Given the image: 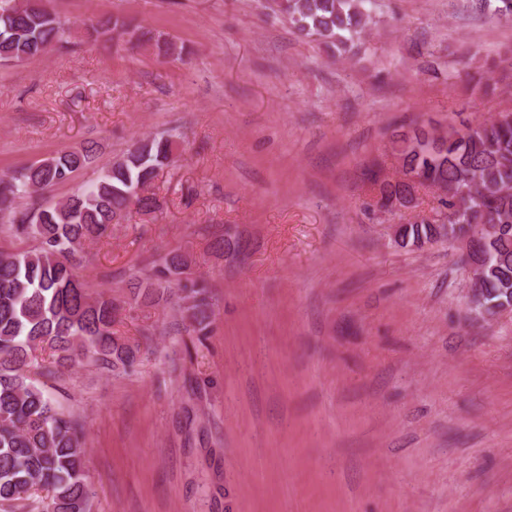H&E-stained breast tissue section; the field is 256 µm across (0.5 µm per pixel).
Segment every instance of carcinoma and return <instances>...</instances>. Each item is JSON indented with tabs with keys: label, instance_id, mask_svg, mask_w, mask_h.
<instances>
[{
	"label": "carcinoma",
	"instance_id": "obj_1",
	"mask_svg": "<svg viewBox=\"0 0 512 512\" xmlns=\"http://www.w3.org/2000/svg\"><path fill=\"white\" fill-rule=\"evenodd\" d=\"M303 37L332 56L355 55L372 23L371 0H266ZM512 20V0H471ZM64 27L44 0H20L0 14V64L28 63L61 40ZM401 177L382 180L372 170L381 206L401 201L420 184L444 187L439 198L446 222H409L398 246L420 249L439 238L469 235L478 224H506L477 242L484 256L483 303L493 316L512 301V110L463 130L415 129L398 135ZM96 153L88 144L0 178V223L32 238L31 250L0 251V503L36 497L40 512H90L87 452L76 423L30 376L52 375L86 361L114 374L134 367L140 344L113 330V300L91 295L76 278L82 246L100 238L115 216L155 214L156 194L134 193L160 170L178 162L170 135L145 138L107 164L97 179L49 206L21 209L18 200L38 187L68 182ZM180 253H168L151 273L131 279V300L145 306L173 302L194 330L205 333L212 315L204 280L188 271ZM48 353L45 362L38 353Z\"/></svg>",
	"mask_w": 512,
	"mask_h": 512
}]
</instances>
